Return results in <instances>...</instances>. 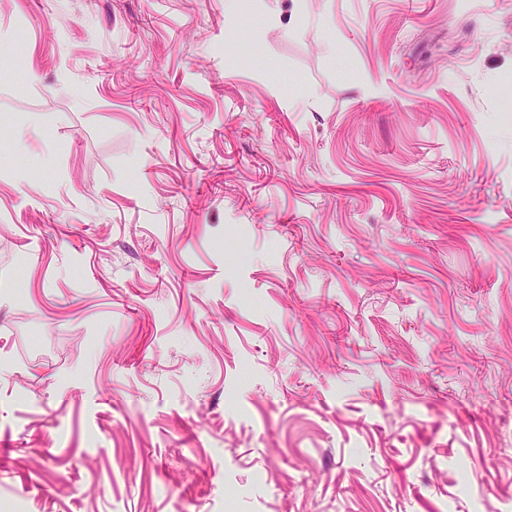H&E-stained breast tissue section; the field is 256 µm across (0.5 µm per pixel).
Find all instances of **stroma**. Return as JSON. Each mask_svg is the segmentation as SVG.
<instances>
[{
    "instance_id": "1",
    "label": "stroma",
    "mask_w": 512,
    "mask_h": 512,
    "mask_svg": "<svg viewBox=\"0 0 512 512\" xmlns=\"http://www.w3.org/2000/svg\"><path fill=\"white\" fill-rule=\"evenodd\" d=\"M0 512H512V0H0Z\"/></svg>"
}]
</instances>
